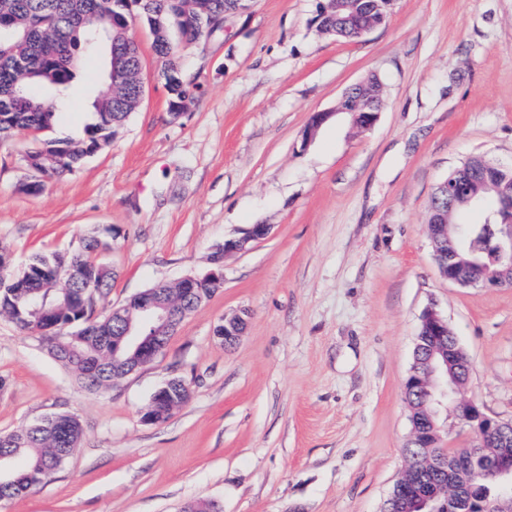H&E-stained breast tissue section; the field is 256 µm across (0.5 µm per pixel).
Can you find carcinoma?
Returning a JSON list of instances; mask_svg holds the SVG:
<instances>
[{"label": "carcinoma", "instance_id": "cac0c4a2", "mask_svg": "<svg viewBox=\"0 0 512 512\" xmlns=\"http://www.w3.org/2000/svg\"><path fill=\"white\" fill-rule=\"evenodd\" d=\"M93 0H0V113L11 114L10 123L0 126V139L27 134L37 142L30 155L43 160L42 178L59 179L73 172L93 149L112 139V124L125 123L131 111L117 112L113 106L112 85L106 82L96 100L84 136L68 140H43L39 135L54 122L51 104L22 87L43 86L65 89L76 76L80 54L116 50L140 67L138 45L132 38H118L117 44L101 43L97 32L110 26L115 0H101L103 8L92 12ZM232 7L230 0H143L136 15L153 36L157 53L169 55L164 74L173 101L194 92L183 81L181 66L171 39V23L178 27L185 45L197 42L204 33V17L222 14ZM476 197L489 205L499 224H512V198L496 193L486 181L472 185ZM485 221L467 223L470 234L459 245L467 250L484 242ZM100 247L97 239H86L67 256L36 255L16 274L0 264V314L20 329L37 334L47 352L61 362L81 386L103 391L128 374L136 364L132 352L123 353V362L112 357V335L118 325L112 311L100 302L112 289L114 272L95 261L92 253ZM180 403L168 396L154 399V416L168 420ZM82 438L76 416L59 412L13 431L0 433V455L6 465L0 474V496L14 498L46 483L66 463ZM437 454L443 469L423 463ZM410 479L424 478L442 491L448 482L473 499L479 493L470 488L456 463L441 448H407Z\"/></svg>", "mask_w": 512, "mask_h": 512}]
</instances>
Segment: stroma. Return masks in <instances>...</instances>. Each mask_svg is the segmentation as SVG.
Masks as SVG:
<instances>
[{"mask_svg": "<svg viewBox=\"0 0 512 512\" xmlns=\"http://www.w3.org/2000/svg\"><path fill=\"white\" fill-rule=\"evenodd\" d=\"M320 0H248L223 28L180 47L198 90L177 119L152 37L129 34L143 97L112 142L61 180L20 190L33 140L0 141V253L21 271L80 240L106 247V306L211 269L225 238L269 235L224 261V286L149 364L90 392L0 315V432L57 412L81 444L43 487L0 512H380L398 479L404 400L420 318L443 316L467 351L463 387L512 418V288H464L438 273L427 222L434 189L472 156L512 166V0H394L384 24L345 40L318 29ZM104 56L53 96L54 138H77ZM377 77L383 107L357 131L337 105ZM329 118L312 137L313 113ZM248 325L230 348L224 316ZM180 377L189 401L164 423L141 414Z\"/></svg>", "mask_w": 512, "mask_h": 512, "instance_id": "stroma-1", "label": "stroma"}]
</instances>
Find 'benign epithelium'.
Listing matches in <instances>:
<instances>
[{"label": "benign epithelium", "instance_id": "obj_1", "mask_svg": "<svg viewBox=\"0 0 512 512\" xmlns=\"http://www.w3.org/2000/svg\"><path fill=\"white\" fill-rule=\"evenodd\" d=\"M393 0H369L360 11L352 12L344 18L350 23L360 13L381 12L386 16ZM372 79L358 83L346 91L342 100L354 98L351 113L354 124L361 129H369L376 122L381 112V89H371ZM486 176L488 179L512 190V168L492 164H472L468 168H458L441 181L434 193L428 220V232L434 246V260L442 278L461 287L512 288V225L500 228L496 244V256L491 262L474 256L469 260L461 258L459 246L448 234V216L458 205L476 202V196L470 190V183ZM271 226L254 224L242 236L224 240L217 247L220 255L216 264H221L224 257L243 252L252 242L268 236ZM224 282L223 268L213 269L203 276L189 275L178 281L184 294L189 296L194 286L204 283L221 285ZM128 307L136 310L132 317L124 313V308L114 307L112 312L121 325L118 335L112 337L117 345H124L135 351H141L152 344V337L173 335L171 332L174 312L146 293H138L128 300ZM247 320L241 314L224 317L215 328L214 335L224 341V345L233 346L243 335ZM450 327L448 320L434 309H427L420 321L419 336L430 345L431 353L424 362V371L410 369L404 384V392H417L428 405L426 419L430 427H424L412 421L409 440L417 442L423 448H438L443 445L442 426L438 424L441 415L448 412V405H453L452 417L467 427L479 440V447L461 458L462 467L470 474L478 476L474 462L484 460L481 448L492 443L497 449L496 467L483 473L493 480L496 495L479 504L478 512H504V504L512 500V419L504 420L486 414L472 400L457 397L460 383L455 377L459 370L470 371V360L462 358L459 342L448 338ZM411 501L421 512H453L461 509L470 512L471 502H459L454 489L448 488V497L441 498L438 492L418 491L414 494L401 492V484L392 488L384 501L382 512H412L406 506Z\"/></svg>", "mask_w": 512, "mask_h": 512}]
</instances>
